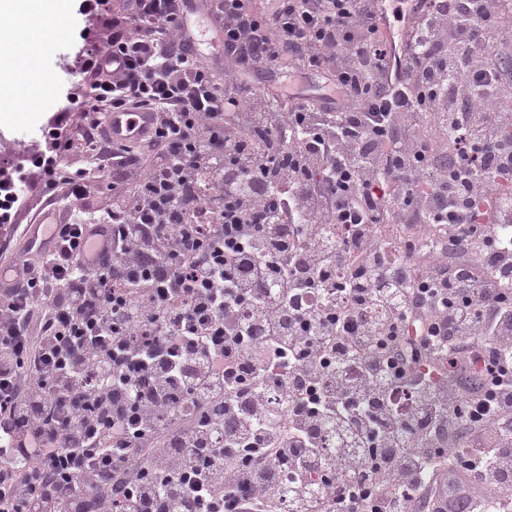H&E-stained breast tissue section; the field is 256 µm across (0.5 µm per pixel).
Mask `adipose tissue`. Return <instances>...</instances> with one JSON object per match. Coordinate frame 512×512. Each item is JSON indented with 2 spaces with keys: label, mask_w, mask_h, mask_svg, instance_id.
Instances as JSON below:
<instances>
[{
  "label": "adipose tissue",
  "mask_w": 512,
  "mask_h": 512,
  "mask_svg": "<svg viewBox=\"0 0 512 512\" xmlns=\"http://www.w3.org/2000/svg\"><path fill=\"white\" fill-rule=\"evenodd\" d=\"M69 20V0H0V112L30 82L44 34L65 29Z\"/></svg>",
  "instance_id": "adipose-tissue-1"
}]
</instances>
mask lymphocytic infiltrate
I'll use <instances>...</instances> for the list:
<instances>
[{"label":"lymphocytic infiltrate","instance_id":"lymphocytic-infiltrate-1","mask_svg":"<svg viewBox=\"0 0 512 512\" xmlns=\"http://www.w3.org/2000/svg\"><path fill=\"white\" fill-rule=\"evenodd\" d=\"M252 2L193 57L190 0H82L70 110L0 153L10 235L62 211L0 290V512H512V0ZM297 57L335 107L243 79Z\"/></svg>","mask_w":512,"mask_h":512}]
</instances>
